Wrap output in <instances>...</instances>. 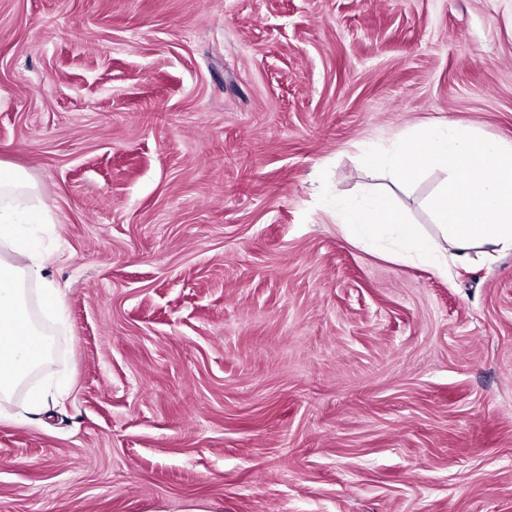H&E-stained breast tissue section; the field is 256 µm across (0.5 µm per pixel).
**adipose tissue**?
I'll return each instance as SVG.
<instances>
[{"label": "adipose tissue", "instance_id": "1", "mask_svg": "<svg viewBox=\"0 0 512 512\" xmlns=\"http://www.w3.org/2000/svg\"><path fill=\"white\" fill-rule=\"evenodd\" d=\"M366 166L386 170L399 182L425 170L447 172L428 200L433 233L408 221L385 196L345 208L340 228L347 240L368 248L386 246L397 258L431 265L440 275L466 264L474 252H512V142L483 137L471 128L433 124L418 128L388 149L365 150ZM36 185L20 169L0 162V397L7 398L51 354L52 342L34 317L25 285L41 283L40 305L62 311L66 294L47 277L25 225L38 223Z\"/></svg>", "mask_w": 512, "mask_h": 512}]
</instances>
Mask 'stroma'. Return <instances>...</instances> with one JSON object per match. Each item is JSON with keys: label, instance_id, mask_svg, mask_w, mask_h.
<instances>
[{"label": "stroma", "instance_id": "1", "mask_svg": "<svg viewBox=\"0 0 512 512\" xmlns=\"http://www.w3.org/2000/svg\"><path fill=\"white\" fill-rule=\"evenodd\" d=\"M448 121L512 141V0H0V161L67 290L0 409V512H512V253L448 277L344 238L444 175L361 160ZM50 391L48 389L34 388L28 392L25 403L20 410L14 414H6L14 417L15 421L30 424H39L41 416L46 412L49 406Z\"/></svg>", "mask_w": 512, "mask_h": 512}]
</instances>
